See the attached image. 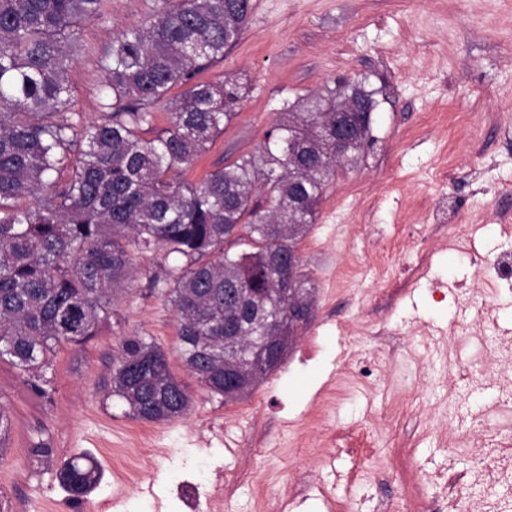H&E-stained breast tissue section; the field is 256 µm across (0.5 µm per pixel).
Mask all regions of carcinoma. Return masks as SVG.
Here are the masks:
<instances>
[{
    "label": "carcinoma",
    "instance_id": "cac0c4a2",
    "mask_svg": "<svg viewBox=\"0 0 512 512\" xmlns=\"http://www.w3.org/2000/svg\"><path fill=\"white\" fill-rule=\"evenodd\" d=\"M251 10V0H162L152 22L122 32L100 57L105 117L79 126L65 112L68 75L83 49L80 26L104 17V0H0L1 360L43 367L56 347L95 336L131 290L138 254L154 248L178 260L150 283L176 313L182 365L214 394L224 395V324L254 360L250 308L225 302V289L236 282L260 289L258 303L281 318L287 342L307 323L288 319L270 259L296 252L328 180L361 161L372 120L341 161L328 132L336 104L362 95L363 85L340 82L306 102L285 101L258 153L198 184L174 175L209 151L248 92L237 81L193 79L240 39ZM177 85L187 89L168 98ZM159 102L171 125L145 139L149 108ZM232 233L246 250H224ZM294 288L298 299L314 300L306 273ZM112 394L148 422L178 418L190 406L165 353L142 336L123 339ZM97 481L95 467L76 457L60 471L70 492L78 485L85 494Z\"/></svg>",
    "mask_w": 512,
    "mask_h": 512
}]
</instances>
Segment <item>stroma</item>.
Here are the masks:
<instances>
[{"instance_id":"1","label":"stroma","mask_w":512,"mask_h":512,"mask_svg":"<svg viewBox=\"0 0 512 512\" xmlns=\"http://www.w3.org/2000/svg\"><path fill=\"white\" fill-rule=\"evenodd\" d=\"M160 0H107L86 21L88 52L69 72V111L104 114L101 51L145 25ZM239 41L199 82L249 86L210 150L183 172L188 183L257 152L284 101L364 82L378 102L374 143L357 167L339 169L298 243L315 305L280 365L241 400L225 401L183 368L177 321L152 272L164 251L143 252L132 290L98 334L58 346L49 366L0 360V405L12 420L0 449V512H448L442 494L416 490L450 467L468 475L481 451L448 442L446 368L416 362V333L449 329L460 288L480 285L470 255L448 244V227L474 224L485 251L506 243L512 220V0H252ZM387 253L402 276L431 255L427 279L382 287L372 262ZM143 336L186 386L187 413L151 423L112 394L122 340ZM87 454L102 478L83 500L58 479ZM211 479L199 482L198 462ZM112 506H104L105 498Z\"/></svg>"}]
</instances>
